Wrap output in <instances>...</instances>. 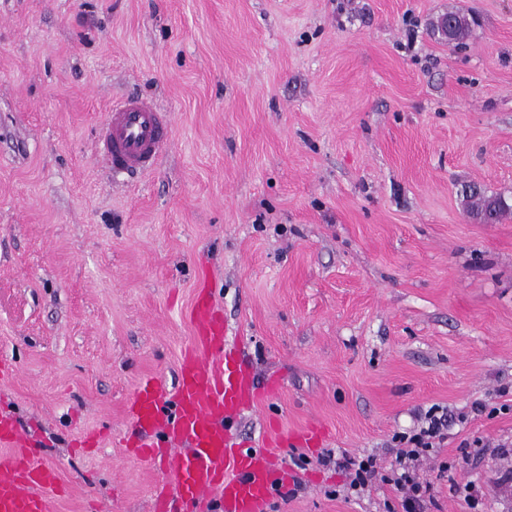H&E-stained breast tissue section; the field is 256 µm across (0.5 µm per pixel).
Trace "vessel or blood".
I'll return each instance as SVG.
<instances>
[{"label": "vessel or blood", "instance_id": "vessel-or-blood-1", "mask_svg": "<svg viewBox=\"0 0 512 512\" xmlns=\"http://www.w3.org/2000/svg\"><path fill=\"white\" fill-rule=\"evenodd\" d=\"M170 132L169 113L131 95L109 107L96 147L114 171L146 173L156 167ZM192 315L195 344L179 360L175 393L157 377L138 384L129 406L135 434L123 450L143 461L166 460L153 512H171L176 499L184 512H267L270 497L288 480L276 461L283 438L248 448L236 442V420L266 394L211 298H198ZM29 446L15 417L0 410V447L9 451L0 458V512H53L63 492L58 466L32 455Z\"/></svg>", "mask_w": 512, "mask_h": 512}]
</instances>
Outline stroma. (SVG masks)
<instances>
[{"label":"stroma","instance_id":"35a3bbf8","mask_svg":"<svg viewBox=\"0 0 512 512\" xmlns=\"http://www.w3.org/2000/svg\"><path fill=\"white\" fill-rule=\"evenodd\" d=\"M132 94L172 128L125 185L95 143ZM473 184L512 205V0H0V404L59 465L55 512H151L161 471L117 442L207 288L279 386L237 431L288 440L267 512H386L322 457L389 469L434 406L429 512H472L466 483L512 512V213L477 220ZM436 30L446 39L448 44H462L469 36L471 21L466 15L450 13L441 17Z\"/></svg>","mask_w":512,"mask_h":512}]
</instances>
